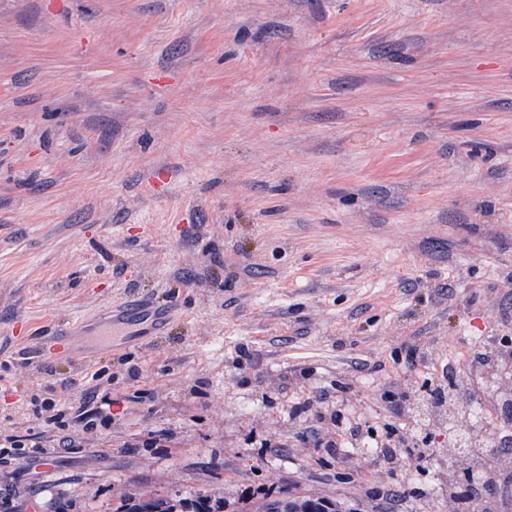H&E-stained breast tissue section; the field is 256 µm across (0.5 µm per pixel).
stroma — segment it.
I'll return each mask as SVG.
<instances>
[{
	"label": "stroma",
	"mask_w": 512,
	"mask_h": 512,
	"mask_svg": "<svg viewBox=\"0 0 512 512\" xmlns=\"http://www.w3.org/2000/svg\"><path fill=\"white\" fill-rule=\"evenodd\" d=\"M503 351L512 0H0V512H469L435 395ZM175 308L157 305L145 298H135L117 303L111 311L98 320L79 321L68 327L54 329L50 342L53 345L71 348L81 336L93 334L103 342H113L116 337L127 334V329L142 320H151V330L142 336H162L168 331L175 317ZM175 497V498H174ZM168 499H150L125 505L124 512H223L224 501L208 496L198 495L195 498H183L175 493ZM177 509V510H176Z\"/></svg>",
	"instance_id": "stroma-1"
}]
</instances>
